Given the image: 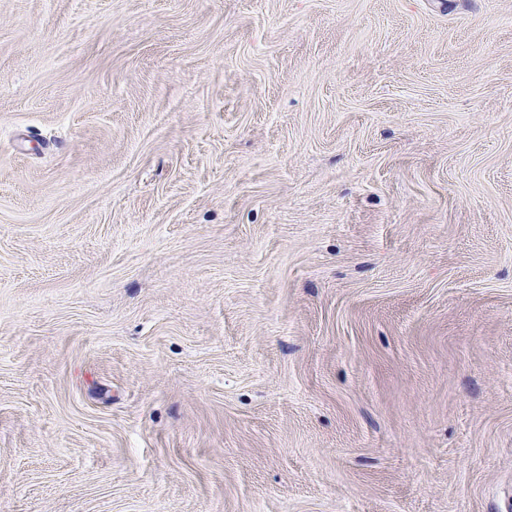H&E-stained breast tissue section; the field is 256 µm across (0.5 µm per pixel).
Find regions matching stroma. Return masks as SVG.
Instances as JSON below:
<instances>
[{"label": "stroma", "mask_w": 512, "mask_h": 512, "mask_svg": "<svg viewBox=\"0 0 512 512\" xmlns=\"http://www.w3.org/2000/svg\"><path fill=\"white\" fill-rule=\"evenodd\" d=\"M0 512H512V0H0Z\"/></svg>", "instance_id": "35a3bbf8"}]
</instances>
